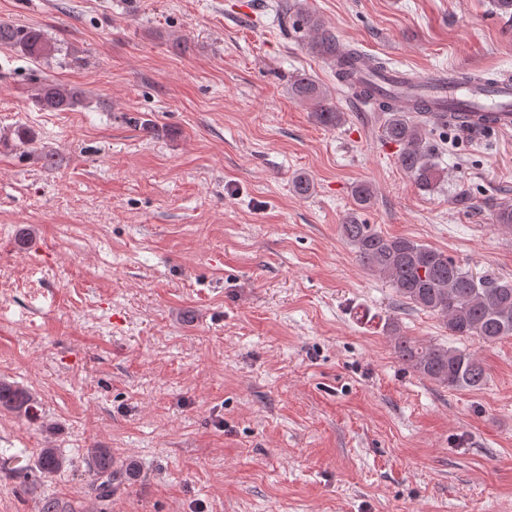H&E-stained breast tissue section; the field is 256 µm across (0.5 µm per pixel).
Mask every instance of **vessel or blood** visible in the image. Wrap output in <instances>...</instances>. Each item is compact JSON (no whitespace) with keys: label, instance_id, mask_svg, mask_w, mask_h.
I'll return each mask as SVG.
<instances>
[{"label":"vessel or blood","instance_id":"vessel-or-blood-1","mask_svg":"<svg viewBox=\"0 0 512 512\" xmlns=\"http://www.w3.org/2000/svg\"><path fill=\"white\" fill-rule=\"evenodd\" d=\"M360 82L374 84L392 97L395 105L413 111L416 98H424L428 110L436 117L493 128L512 130V76L496 79L491 84H469L449 80L447 72L424 85H411L402 71L377 75L367 60H359Z\"/></svg>","mask_w":512,"mask_h":512}]
</instances>
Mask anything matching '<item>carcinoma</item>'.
Instances as JSON below:
<instances>
[{"label": "carcinoma", "instance_id": "cac0c4a2", "mask_svg": "<svg viewBox=\"0 0 512 512\" xmlns=\"http://www.w3.org/2000/svg\"><path fill=\"white\" fill-rule=\"evenodd\" d=\"M297 18L310 38V47L334 68L336 78L353 92L374 99L385 114L384 139L398 146L400 167L412 178L418 190L433 193L447 176L429 141L426 126L440 123L424 112H406L390 105L387 97L374 88L359 89L352 85L355 49H343L336 37L319 18L300 11ZM0 44L8 45L33 59H49L61 51L56 42L38 29L0 21ZM291 94L314 106L316 121L335 128L344 114L329 103L326 88L311 78L296 74L290 77ZM34 104L45 112L72 110L84 101L83 92L74 87L45 80L38 83L32 95ZM357 207L370 206L374 191L367 183L353 186ZM493 226L512 232V204L495 209ZM344 239L353 247L362 267L393 288L403 305H412L438 315L446 322L450 335L467 340L477 337L496 342L512 337V278L491 273L478 275L463 267L447 254L408 237H388L373 224H364L357 213H351L341 225ZM394 338L399 358L432 383L452 390L478 389L486 382L483 363L471 352L441 344L417 343L401 335L395 322L385 324ZM35 399L26 388L0 381V410L27 413ZM86 463L90 472L88 493L95 501L112 497V450L96 446L87 449ZM67 465V459L55 448L40 449L34 461L42 474L56 473ZM39 512H81L80 506L60 499H45Z\"/></svg>", "mask_w": 512, "mask_h": 512}]
</instances>
